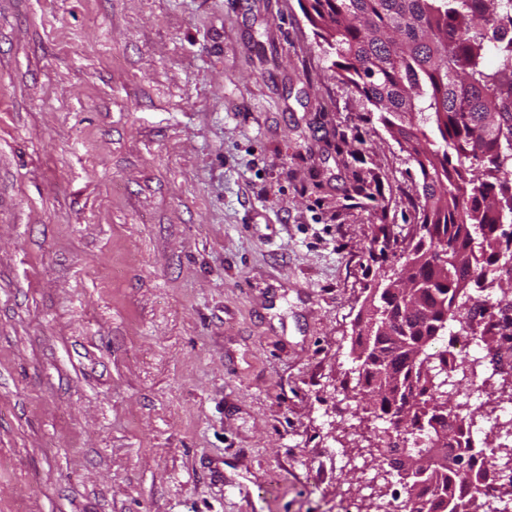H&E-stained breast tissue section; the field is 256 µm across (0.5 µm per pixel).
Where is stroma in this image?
I'll return each mask as SVG.
<instances>
[{"instance_id":"obj_1","label":"stroma","mask_w":512,"mask_h":512,"mask_svg":"<svg viewBox=\"0 0 512 512\" xmlns=\"http://www.w3.org/2000/svg\"><path fill=\"white\" fill-rule=\"evenodd\" d=\"M306 0H0V512H387L351 347L417 165Z\"/></svg>"}]
</instances>
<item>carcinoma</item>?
<instances>
[{"mask_svg":"<svg viewBox=\"0 0 512 512\" xmlns=\"http://www.w3.org/2000/svg\"><path fill=\"white\" fill-rule=\"evenodd\" d=\"M306 17L331 50V76L380 112L422 176L418 240L400 257L409 288H376L367 303L395 318L352 348L364 389L377 397L369 414L386 423L371 453L376 464L403 444L417 456L449 447L474 424L470 401L443 393L473 389L469 361L452 386L448 349L432 345L448 326L479 338L487 351L512 352L479 329L477 318L512 307V43H495L512 26V0H308ZM494 54L497 64L486 62ZM504 284L473 297L469 285ZM400 512H475L486 506L479 478L459 457L454 470L435 457L404 483Z\"/></svg>","mask_w":512,"mask_h":512,"instance_id":"obj_1","label":"carcinoma"}]
</instances>
